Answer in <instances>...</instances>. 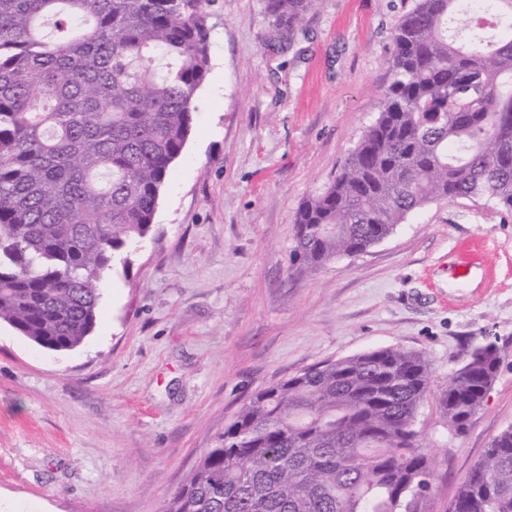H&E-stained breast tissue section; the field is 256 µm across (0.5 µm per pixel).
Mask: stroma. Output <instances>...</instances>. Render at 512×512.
Wrapping results in <instances>:
<instances>
[{
	"label": "stroma",
	"instance_id": "1",
	"mask_svg": "<svg viewBox=\"0 0 512 512\" xmlns=\"http://www.w3.org/2000/svg\"><path fill=\"white\" fill-rule=\"evenodd\" d=\"M413 5L320 0L282 44L262 0H212L191 133L149 233L101 280L92 333L57 352L0 323V512H159L255 391L390 346L429 362L416 429L428 508L448 512L512 427V218L437 201L365 252L290 268L296 215L378 118ZM489 343L511 353L453 434L439 394Z\"/></svg>",
	"mask_w": 512,
	"mask_h": 512
}]
</instances>
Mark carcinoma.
Wrapping results in <instances>:
<instances>
[{"instance_id":"carcinoma-1","label":"carcinoma","mask_w":512,"mask_h":512,"mask_svg":"<svg viewBox=\"0 0 512 512\" xmlns=\"http://www.w3.org/2000/svg\"><path fill=\"white\" fill-rule=\"evenodd\" d=\"M318 0H263L289 41ZM209 0H0V321L53 351L92 332L99 283L153 223L210 62ZM467 34L458 41L448 25ZM512 0H415L379 117L296 217L291 266L363 252L438 200L512 212ZM503 353L472 350L440 395L462 433ZM431 371L386 347L256 392L160 512H428L414 428ZM448 512H512V428Z\"/></svg>"}]
</instances>
